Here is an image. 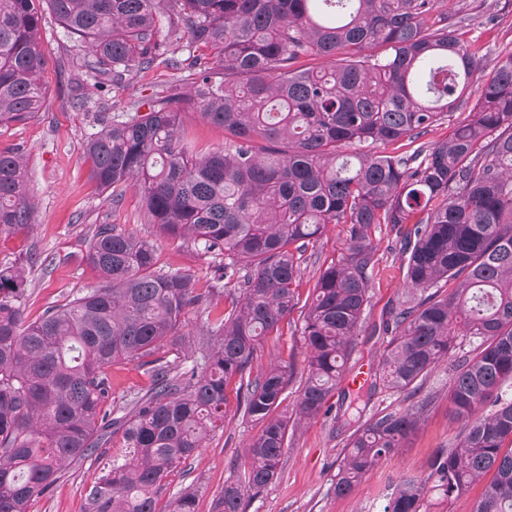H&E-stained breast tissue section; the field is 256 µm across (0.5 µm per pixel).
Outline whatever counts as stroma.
<instances>
[{
	"label": "stroma",
	"mask_w": 512,
	"mask_h": 512,
	"mask_svg": "<svg viewBox=\"0 0 512 512\" xmlns=\"http://www.w3.org/2000/svg\"><path fill=\"white\" fill-rule=\"evenodd\" d=\"M452 6L468 22L464 39L479 47L485 68H493L500 53L512 50V0H453ZM42 51L47 59L43 81L49 93L40 114L24 124L0 126V150L17 148L28 166V193L36 206L35 224L27 233L0 240V265L19 253L32 251L55 262L53 272L31 270L25 314L34 319L52 305L63 304L100 279L80 261L84 237L98 224H117L139 235L156 238L152 225L142 218L140 196L127 189L120 203L110 193L95 189L88 180L85 144L96 132L98 113L128 112L132 102L165 88L191 92L178 70L155 67L127 73L121 84H94L80 65L83 52L73 47L52 14H45L41 28ZM395 237L387 226L373 234L378 262L372 273L370 301L356 338L352 363L378 365L388 338L380 324L390 301L404 291L401 252L392 250ZM157 240L159 265L198 277L213 271L210 260L188 247ZM299 313H291L270 337L257 361L267 367L283 358L294 362L288 387L289 401H296L305 377L304 339ZM447 365L438 366L424 382L420 394L430 398L420 430L397 456L380 461L359 481L351 495L336 494L338 465L351 434L365 420L380 412L403 411L409 406L402 395L377 391L360 400L335 401L331 414L301 423L290 431V444L277 478L246 504L245 512H383L387 496L401 478L424 476L437 452L455 447L460 426L448 417ZM257 426L241 416L229 415L222 434L216 435L192 461L190 471L175 472L167 495L199 487L198 512H217V502L227 481L233 480L244 461L243 450L257 433ZM104 473L102 463L87 460L70 466L58 482L37 498L31 512H83L84 488Z\"/></svg>",
	"instance_id": "obj_1"
}]
</instances>
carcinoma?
Here are the masks:
<instances>
[{"mask_svg": "<svg viewBox=\"0 0 512 512\" xmlns=\"http://www.w3.org/2000/svg\"><path fill=\"white\" fill-rule=\"evenodd\" d=\"M447 0H0V125L42 112L44 10L85 51L96 76L165 65L186 73L189 98L156 95L126 116H96L89 179L112 202L141 194L156 235L218 260L202 280L158 267L155 243L98 224L81 260L101 283L34 320L24 316L31 255L0 267V512H29L74 462L108 457L84 489V512H197L196 494L159 507L169 477L224 432L227 387L260 424L222 512L278 475L290 424L331 409L344 379L375 265L373 229L395 231L407 292L383 321L390 335L367 392L414 394L451 362L448 413L456 447L425 478L399 481L383 512H421L429 481L446 497L488 478L474 512H512V54L486 74L460 38ZM213 56H166L157 33ZM478 84L470 103L466 91ZM147 107L142 113L140 109ZM224 129V146L195 151L182 114ZM447 138L421 142L453 113ZM417 144L408 155L362 144ZM19 150L0 151V236L28 231L34 205ZM331 224L341 255L323 263L304 313L306 377L282 408L293 363L254 372L264 341L298 304L302 265L318 260ZM224 298L217 309L216 298ZM207 312L180 352L187 311ZM478 344L466 350L463 342ZM174 358H168V354ZM135 362L150 385L112 406V365ZM429 401L381 412L350 436L339 496L407 447Z\"/></svg>", "mask_w": 512, "mask_h": 512, "instance_id": "cac0c4a2", "label": "carcinoma"}]
</instances>
